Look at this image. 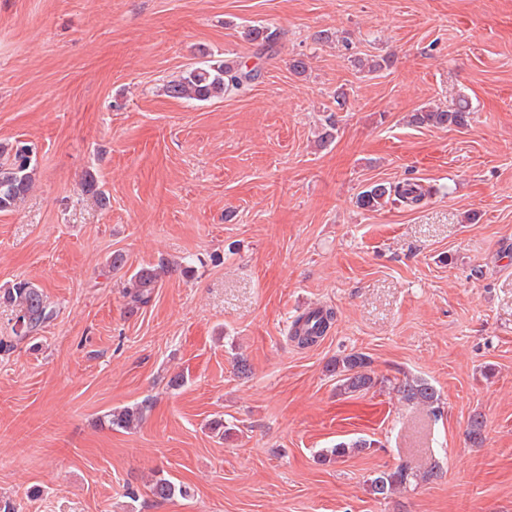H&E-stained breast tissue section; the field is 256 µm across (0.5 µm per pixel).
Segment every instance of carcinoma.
Returning <instances> with one entry per match:
<instances>
[{
	"label": "carcinoma",
	"instance_id": "obj_1",
	"mask_svg": "<svg viewBox=\"0 0 512 512\" xmlns=\"http://www.w3.org/2000/svg\"><path fill=\"white\" fill-rule=\"evenodd\" d=\"M248 36L255 43L257 54H275L279 41L277 31L268 27H254L249 30ZM353 63L358 71L372 75H377L392 65L388 56L356 57ZM257 76L255 69L224 60L187 70L178 80L168 85L167 91L172 98L202 102L239 93ZM470 112L468 99L460 96L445 107L423 106L415 110L410 115V123L417 127L464 128L468 124ZM336 131V113L330 112L324 120L319 142L324 146L331 143L335 139ZM30 151V146L21 141L10 146L0 144V211L16 207L32 188L36 160L28 156ZM426 194L427 190L412 182L395 185L374 182L357 194L356 205L367 211H379L396 202L413 207L420 204ZM177 270L178 267L163 261L156 268L142 267L133 272L127 280L125 292L129 308L134 310L148 305L155 288L158 287L161 272L171 273ZM0 305L11 308L15 314L14 320L22 321V325L15 324L12 327L14 337L18 340L33 335L55 317V310L47 303L42 289L26 280L0 288ZM333 319L334 312L330 309L303 314L294 321L291 338L300 347L313 345L324 336ZM326 369L330 375L336 377V393L341 396L366 392L376 385L370 357L361 352H350L337 357L328 363ZM396 391L406 402L421 406L433 415L440 411L437 391L424 378L407 375L397 383ZM150 408L151 403L144 400L115 409L106 418L112 427L132 429L142 423ZM485 428L484 417L480 414L472 415L468 422V439L477 445L482 443L485 439ZM373 447L375 442L372 440L361 437L349 439L323 450L319 458L324 463H331ZM436 476L437 473L431 470L420 471L404 463L392 471H382L369 479L368 489L376 499L387 500L420 481L431 480ZM148 490L159 501L168 500L177 494H187V490L165 477L152 479Z\"/></svg>",
	"mask_w": 512,
	"mask_h": 512
}]
</instances>
